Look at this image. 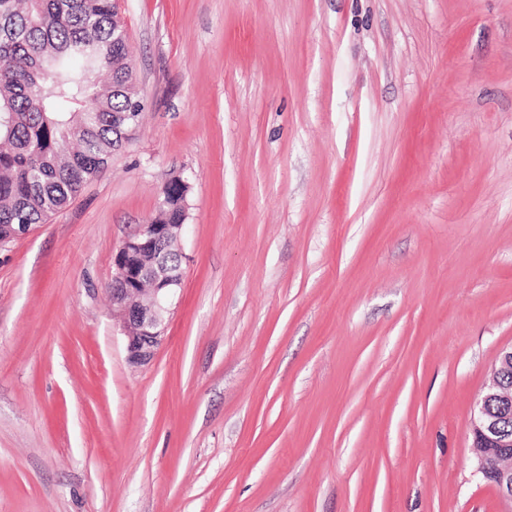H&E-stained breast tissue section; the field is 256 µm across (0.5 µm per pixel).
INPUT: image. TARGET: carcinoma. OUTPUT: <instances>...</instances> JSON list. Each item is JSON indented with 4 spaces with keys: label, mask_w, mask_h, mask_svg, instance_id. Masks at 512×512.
I'll list each match as a JSON object with an SVG mask.
<instances>
[{
    "label": "carcinoma",
    "mask_w": 512,
    "mask_h": 512,
    "mask_svg": "<svg viewBox=\"0 0 512 512\" xmlns=\"http://www.w3.org/2000/svg\"><path fill=\"white\" fill-rule=\"evenodd\" d=\"M113 0H0V235L43 224L101 174L136 109ZM183 224L181 204L152 222Z\"/></svg>",
    "instance_id": "1"
}]
</instances>
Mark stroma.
Returning a JSON list of instances; mask_svg holds the SVG:
<instances>
[{"label": "stroma", "instance_id": "stroma-1", "mask_svg": "<svg viewBox=\"0 0 512 512\" xmlns=\"http://www.w3.org/2000/svg\"><path fill=\"white\" fill-rule=\"evenodd\" d=\"M143 103L0 248V512H501L512 0H119ZM190 183L151 362L108 286ZM508 370H512V346L500 350L492 378L470 421L472 445L477 451L476 473L496 491L502 512L512 511V388L501 382Z\"/></svg>", "mask_w": 512, "mask_h": 512}]
</instances>
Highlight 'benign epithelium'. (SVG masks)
Returning <instances> with one entry per match:
<instances>
[{
    "mask_svg": "<svg viewBox=\"0 0 512 512\" xmlns=\"http://www.w3.org/2000/svg\"><path fill=\"white\" fill-rule=\"evenodd\" d=\"M183 229L182 224H141L115 255L112 304L132 363L152 360L165 339L164 314L182 286L181 263H168L166 255L183 237ZM508 370L512 346L500 350L470 421L476 473L496 491L502 512H512V388L501 382Z\"/></svg>",
    "mask_w": 512,
    "mask_h": 512,
    "instance_id": "7a95c632",
    "label": "benign epithelium"
}]
</instances>
